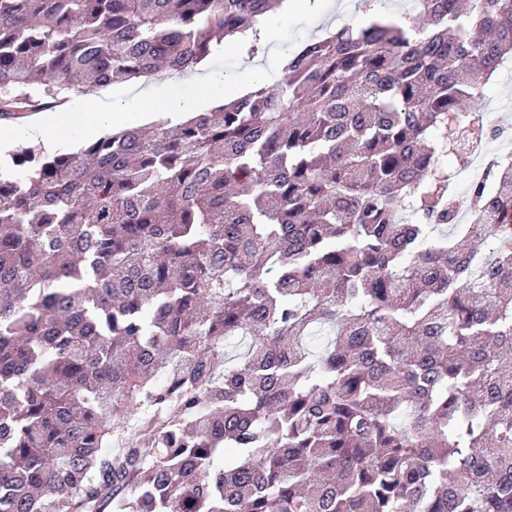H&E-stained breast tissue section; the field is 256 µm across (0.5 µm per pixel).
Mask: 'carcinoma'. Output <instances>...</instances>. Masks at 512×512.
<instances>
[{"instance_id": "carcinoma-1", "label": "carcinoma", "mask_w": 512, "mask_h": 512, "mask_svg": "<svg viewBox=\"0 0 512 512\" xmlns=\"http://www.w3.org/2000/svg\"><path fill=\"white\" fill-rule=\"evenodd\" d=\"M284 0H0V120ZM311 37L274 87L0 173V512H512V158L448 132L512 0Z\"/></svg>"}]
</instances>
